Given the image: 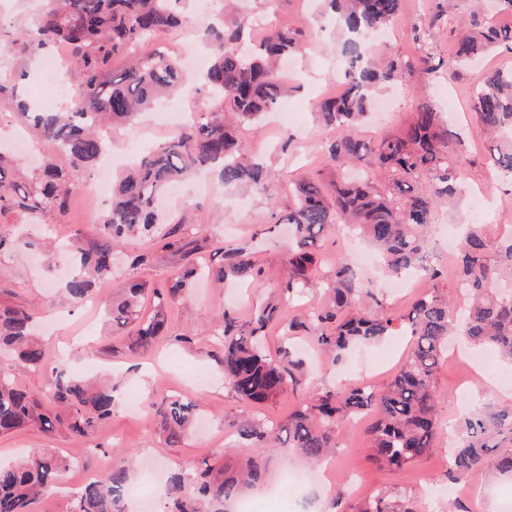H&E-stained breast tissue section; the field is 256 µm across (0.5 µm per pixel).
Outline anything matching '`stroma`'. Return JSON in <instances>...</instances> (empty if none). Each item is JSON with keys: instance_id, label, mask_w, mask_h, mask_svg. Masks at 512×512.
I'll return each mask as SVG.
<instances>
[{"instance_id": "stroma-1", "label": "stroma", "mask_w": 512, "mask_h": 512, "mask_svg": "<svg viewBox=\"0 0 512 512\" xmlns=\"http://www.w3.org/2000/svg\"><path fill=\"white\" fill-rule=\"evenodd\" d=\"M433 4L434 0H404L402 14L393 25V36L383 48H370V55H377L382 49L393 54H414L411 29L421 23ZM46 5L47 0H0V40L8 39L16 28L33 25ZM188 9L196 17V24L155 36L150 42L153 49L183 57L198 40V22L221 18L225 2L190 0ZM319 11V0L235 2L234 14L244 18L253 39H261L269 29L283 24L309 31L302 53L290 59L285 70L289 91L283 103L292 113L287 130L270 127L266 122L258 127L245 124L237 130L245 150L272 168L283 186L311 174L329 183L336 179L324 149L328 136L317 127L314 105L324 94L336 93L340 87L334 61L342 37ZM500 67H512V53L496 50L462 68L452 80L439 71H419L383 86L376 91L381 107L361 130L364 138L372 142L400 135L413 122L418 101L426 98L446 115L452 129L471 139L459 202L454 208L438 209L432 230L435 238L446 239L448 225L474 218L482 224L512 225V206L502 204L503 185L487 164L488 145L472 135V90L487 70ZM11 75L17 80L19 95L32 101L55 102L69 98L73 92L68 81L44 84L40 60L18 51L12 54ZM154 119L155 112L150 109L136 125L108 130L115 170H122L127 158L146 149L148 141L160 144L172 136L171 128L155 124ZM286 132L293 134L296 141L293 148L284 151L280 140ZM94 176L91 170L71 172V193L64 212L45 221L35 222L17 213L0 217V231L18 241L15 250L0 253V303L28 308L39 325L48 358L66 355L75 372L112 380L119 400L111 418L86 438L34 430L0 436L1 461L35 448H54L83 462L82 469L68 473L66 485L38 499L33 512H70L72 483L82 476L102 473L110 460L127 451L139 460L129 475L130 488L147 490L159 497L164 494V478L172 469H189L205 461L217 468L237 470L250 455L249 449L235 445L234 428L241 421L258 418L285 422L305 395L326 388L361 384L383 390L403 363L408 339L397 333L352 350L339 363L312 350V341L306 337L302 344L310 349L311 369L296 392L259 406L239 400L220 374L221 349L208 330L223 308H236L239 316L246 319L260 302L279 296L288 231L282 226H266L265 196L224 187L214 175L208 178L209 192H200L198 179L191 178L181 183L177 194L164 198V210L172 221L162 225L161 231L172 241V248L162 249L146 238L129 239L116 259L111 278L96 285L98 303L75 304L59 289L69 265L66 247L75 239L89 243L98 238L101 221L109 209L108 202L87 189ZM476 195L487 201L486 208L478 214L471 207ZM225 245L251 253L263 272L261 287H250L243 278L228 279L220 288L199 281L169 304V335L147 350L130 349L126 334L113 331L107 323L103 304L119 295L129 277H136L151 288H163L184 261L219 266L220 249ZM136 254L147 255L148 261L134 271L126 259ZM189 328L197 332L194 344L177 343V336ZM511 369L499 362L477 375L457 360L444 359L435 373V386L441 395L440 433L433 448L411 467L388 470L373 465L362 425L349 419L336 428L341 446L325 462L327 476L323 482L300 487L279 480L282 470L301 461L296 450L282 440L268 457L264 482L244 488L243 494L253 498L256 512H301L306 503L314 512H350L359 499L385 487L410 497L418 512H447L448 500L438 490L447 483L448 443L456 438L462 418L489 404L512 402V382L503 378ZM170 387L191 397L203 414L202 420L176 443L167 440L160 417L149 405L151 399L164 396ZM130 398L139 401V408L127 406ZM511 492L512 475L481 472L461 485L457 499L463 512H499L501 498Z\"/></svg>"}]
</instances>
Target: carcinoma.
Returning <instances> with one entry per match:
<instances>
[{
    "mask_svg": "<svg viewBox=\"0 0 512 512\" xmlns=\"http://www.w3.org/2000/svg\"><path fill=\"white\" fill-rule=\"evenodd\" d=\"M183 0H53L32 27L12 34L11 45L37 56L58 43L69 48L67 74L74 91L59 112H28L20 116L42 138L57 142L70 167L86 169L104 154L106 144L99 129L107 122L131 125L136 117L180 86L182 74L176 58L162 52L136 56L145 40L179 27L185 17L174 5ZM336 15L339 28L349 34L340 56L349 60L341 72L345 90L316 107L321 131L336 136L327 146L336 166V182L326 185L317 176L300 180L288 193L294 202L274 203L267 174L242 152L234 126L255 123L277 108L286 93L278 72L280 60L303 50L304 31L275 27L259 47L250 49L245 24L233 21L208 26L206 44L211 66L206 74L213 111L183 127L178 134L141 156L112 185V204L101 239L71 245L76 266L65 290L76 303L94 295L93 283L112 276V255L134 233L149 234L164 223L157 201L173 183L194 173L219 170L227 186L248 188L271 200L270 221L288 227L284 255L287 273L285 298L312 288L333 294L330 303L301 317L282 319L283 305L270 301L244 320L224 310L214 330L222 342L220 366L235 394L251 404H264L302 384L305 365L295 357L291 337L306 332L320 349L341 359L352 346L380 341L396 330L383 312L373 285L344 261L323 279L315 276L319 242L343 224L369 240L390 276L423 272L434 289L419 296L400 326L410 336L406 360L388 388L377 393L364 387L325 390L302 399L285 424L248 421L238 428L245 447L258 453L244 471L224 474L207 462L191 472L170 477L165 512H224V503L236 498L243 486L259 482L268 457L281 435L310 463H318L339 447L334 431L348 418L366 413L373 421L364 429L371 442L370 460L394 469L414 464L434 446L440 394L434 375L448 356V338L461 336L468 344L493 350L512 362V225L492 229L468 224L454 258V276L437 265H426V234L436 210L453 204L457 181L462 177L468 142L443 127L439 113L427 100L418 101L416 121L404 134L377 143L365 140L359 124L371 105L377 85L412 74L447 68L448 77L458 68L495 49L512 51V26L483 17L482 0H472L470 20L454 18L442 5L419 26L413 40L422 54L402 57L389 54L375 62L362 57L359 37L387 28L399 18L402 0H325ZM452 41L447 63H434L430 52L442 34ZM129 59L114 71L112 59ZM476 134L489 143V162L500 180L512 187V68L489 71L473 96ZM68 189L66 172L46 164L33 179H18L13 161L0 152V215L25 213L44 219L64 210ZM217 269L186 266L172 278L168 290H148L135 282L108 305L114 329L138 322L133 345L144 349L167 335L165 304L210 275L221 284L228 276H247L259 287L262 270L240 247H225ZM151 295L153 312L142 317V304ZM274 323L284 325L278 356L264 354L259 337ZM10 370H46L49 404L0 373V435L25 429L46 434L65 431L87 437L112 416L115 390L110 383H93L72 374L66 365L52 364L33 331L28 309L0 305V359ZM163 421L170 442L180 440L192 425L195 404L184 394L161 397L151 403ZM132 456L125 454L99 478L72 495L70 512H125L128 471ZM75 467V460L55 450H34L7 464L0 463V512H32L31 505L53 490L61 477ZM512 473V403L492 405L468 417L460 441L449 451L448 480L460 484L476 471ZM354 512H416L406 499H392L382 490L363 501Z\"/></svg>",
    "mask_w": 512,
    "mask_h": 512,
    "instance_id": "1",
    "label": "carcinoma"
}]
</instances>
